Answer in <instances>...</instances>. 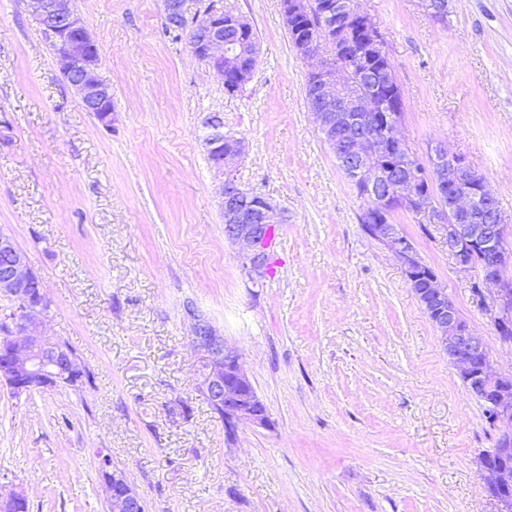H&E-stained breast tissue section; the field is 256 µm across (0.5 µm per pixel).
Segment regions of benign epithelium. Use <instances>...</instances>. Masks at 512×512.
Returning <instances> with one entry per match:
<instances>
[{
	"instance_id": "benign-epithelium-1",
	"label": "benign epithelium",
	"mask_w": 512,
	"mask_h": 512,
	"mask_svg": "<svg viewBox=\"0 0 512 512\" xmlns=\"http://www.w3.org/2000/svg\"><path fill=\"white\" fill-rule=\"evenodd\" d=\"M33 16L46 41L55 50L56 64L66 74L87 112L103 122L112 115V85L102 75L97 43L89 33L73 0H31ZM165 25L184 32L191 54L219 76H224V6L220 0L204 5L199 0H164ZM425 11L444 18L449 0H422ZM310 11L308 0H281L284 24L295 31L293 45L305 59L317 63L308 75L305 97L319 133L331 144L336 135L344 136L343 167L364 188L372 204L363 208L361 220L371 225V237L380 241L398 259L409 288L431 314L430 321L440 333L441 346L459 370L468 391L495 411L500 443L479 457L484 473L482 491L495 501L496 512H512V496L505 489L512 485V386L508 376H499L498 387L488 389L491 376L489 359L480 337L462 320L456 305L437 276L420 290L416 283L424 263L414 244L397 224H375L376 205L393 203L412 212L425 213L442 235L448 256L461 271L479 269L475 295L491 318L497 332L512 328V283L502 271L512 265V249L506 245V219L498 198L485 178L471 172L465 155L450 153L438 144L429 151L430 184L419 187L420 174L400 161L411 155L406 141L397 134L398 124L376 131L372 122L377 111L380 86L397 80L388 65L376 70L363 62L356 68L333 64L322 53L315 36L297 30L296 21ZM321 18L331 30L359 19L370 44L384 43L377 24L362 11L358 0H324ZM238 58L247 61L244 81H249L257 62V47L237 43ZM209 133L203 139L212 167L225 176L221 186L224 236L238 248L242 268L253 277L264 276L271 265L266 245L270 228L280 223L281 211L261 196L242 189L230 177L228 165L244 153L243 141L224 134V122L214 114L206 122ZM386 157L388 168L379 164ZM482 262L476 261V255ZM0 294L16 303L4 316L8 333L0 340V379L16 394L49 391L76 383L81 369L75 356L63 343L44 335L36 316L47 308L39 277L30 268L26 254L14 239L0 232ZM191 319V343L203 360L205 372L201 393L210 407L224 413V426L238 428L249 423L271 425L266 407L258 397L244 369L238 351L193 306L186 307ZM480 358L475 365L474 358ZM499 456L505 464L493 465L488 459ZM113 512H145L141 496L123 475L114 470L104 480Z\"/></svg>"
}]
</instances>
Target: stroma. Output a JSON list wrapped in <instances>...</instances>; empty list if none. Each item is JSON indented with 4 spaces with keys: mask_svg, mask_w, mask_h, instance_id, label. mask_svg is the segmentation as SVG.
<instances>
[{
    "mask_svg": "<svg viewBox=\"0 0 512 512\" xmlns=\"http://www.w3.org/2000/svg\"><path fill=\"white\" fill-rule=\"evenodd\" d=\"M253 27L236 93L164 27V0H74L112 84V121L83 109L32 18L0 0V231L49 301L42 332L92 381L14 394L0 383V485L30 512H109L98 456L145 512H495L478 457L480 401L448 360L397 258L363 230V207L307 108L311 69L280 0H223ZM403 91L398 131L427 160L465 154L512 216V0H360ZM246 144L232 174L282 211L267 275L251 280L224 236L209 115ZM394 221L486 349L503 342L437 225ZM193 303L241 356L272 424L224 426L199 387Z\"/></svg>",
    "mask_w": 512,
    "mask_h": 512,
    "instance_id": "1",
    "label": "stroma"
}]
</instances>
